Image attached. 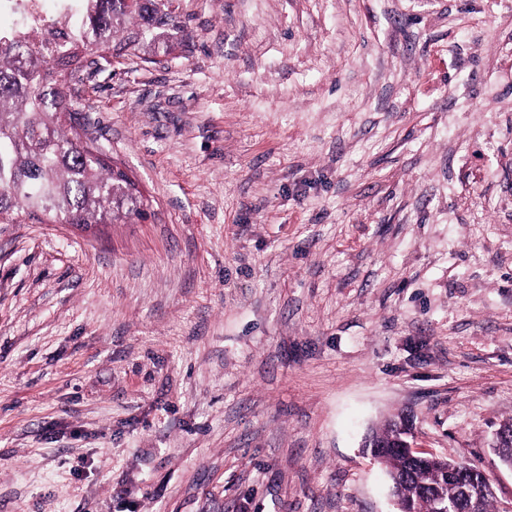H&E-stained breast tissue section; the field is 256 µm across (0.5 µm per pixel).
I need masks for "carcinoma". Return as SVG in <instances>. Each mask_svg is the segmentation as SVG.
Here are the masks:
<instances>
[{"label":"carcinoma","instance_id":"1","mask_svg":"<svg viewBox=\"0 0 512 512\" xmlns=\"http://www.w3.org/2000/svg\"><path fill=\"white\" fill-rule=\"evenodd\" d=\"M55 17L30 16L0 30V216L39 214L56 224H132L148 203L129 192L111 161L86 136L72 109V85L91 53L162 63L189 37L177 0H59ZM402 417L373 433L387 445L377 458L408 512H439L469 496L473 512H496L484 474L464 486L450 456L417 463L396 450Z\"/></svg>","mask_w":512,"mask_h":512}]
</instances>
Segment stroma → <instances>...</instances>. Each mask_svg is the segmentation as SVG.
<instances>
[{
	"label": "stroma",
	"instance_id": "35a3bbf8",
	"mask_svg": "<svg viewBox=\"0 0 512 512\" xmlns=\"http://www.w3.org/2000/svg\"><path fill=\"white\" fill-rule=\"evenodd\" d=\"M74 107L150 217L0 218V512H391L366 433L512 470V0H181Z\"/></svg>",
	"mask_w": 512,
	"mask_h": 512
}]
</instances>
